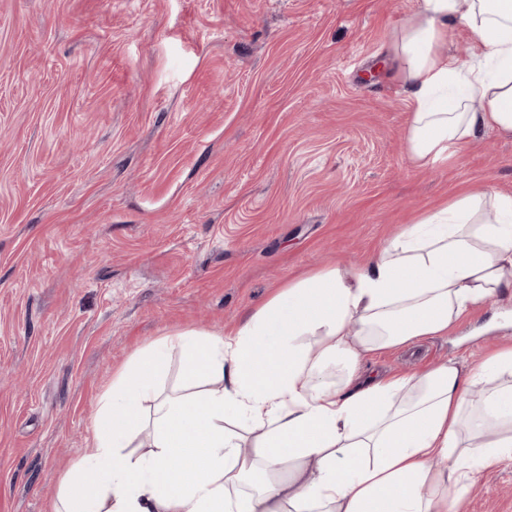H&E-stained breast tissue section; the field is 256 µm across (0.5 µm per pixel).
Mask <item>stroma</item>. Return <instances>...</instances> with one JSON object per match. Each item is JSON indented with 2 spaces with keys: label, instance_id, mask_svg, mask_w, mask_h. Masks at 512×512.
Listing matches in <instances>:
<instances>
[{
  "label": "stroma",
  "instance_id": "35a3bbf8",
  "mask_svg": "<svg viewBox=\"0 0 512 512\" xmlns=\"http://www.w3.org/2000/svg\"><path fill=\"white\" fill-rule=\"evenodd\" d=\"M416 0H0V512H46L113 376L326 264L354 266L469 186L512 196V136L409 158L392 44ZM512 346V288L426 371ZM462 512H512V463Z\"/></svg>",
  "mask_w": 512,
  "mask_h": 512
}]
</instances>
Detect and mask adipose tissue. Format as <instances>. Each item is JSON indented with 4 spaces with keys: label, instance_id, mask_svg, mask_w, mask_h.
Instances as JSON below:
<instances>
[{
    "label": "adipose tissue",
    "instance_id": "1",
    "mask_svg": "<svg viewBox=\"0 0 512 512\" xmlns=\"http://www.w3.org/2000/svg\"><path fill=\"white\" fill-rule=\"evenodd\" d=\"M468 2L416 0L394 43L406 149L422 167L486 130L512 134V0ZM455 25L472 34V63L442 50ZM503 288L512 197L478 188L363 264L289 283L237 324L166 335L113 378L51 512H460L475 474L512 458V348L385 376L362 362L447 335ZM174 350L190 392L158 386ZM476 386L490 434L468 448L460 429Z\"/></svg>",
    "mask_w": 512,
    "mask_h": 512
}]
</instances>
